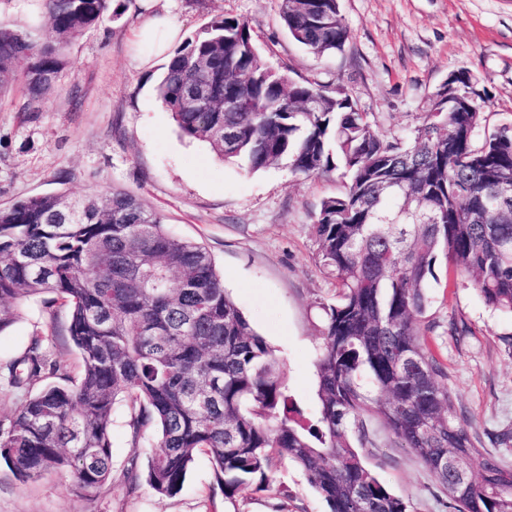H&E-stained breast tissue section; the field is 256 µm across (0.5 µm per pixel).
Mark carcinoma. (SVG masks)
I'll return each instance as SVG.
<instances>
[{
  "mask_svg": "<svg viewBox=\"0 0 512 512\" xmlns=\"http://www.w3.org/2000/svg\"><path fill=\"white\" fill-rule=\"evenodd\" d=\"M111 0H43L47 32L0 18V100L23 89L38 110L67 50L101 23ZM289 36L317 57L344 51L339 0H281ZM446 111L432 103L412 136L388 139L340 88L294 81L262 61L249 24L213 16L177 48L156 87L181 135L250 171L286 160L305 178L341 168L345 190L320 203L319 266L336 281L322 304L319 409L306 412L283 363L224 288L202 245L171 235L164 217L124 192L38 195L0 209V332L18 305L45 296L68 313L82 371L73 380L43 337L5 364L29 396L0 418V458L28 481L72 473L80 488L112 484V411L123 402L134 448L156 429L147 473L132 456L129 491L179 493L205 454L227 500L268 488L281 461L306 475L330 512H412L366 467L355 444L382 421L431 474L453 512H512V465L458 415L445 370L425 344L423 316L438 257L469 276L491 309L512 314V125L476 144L485 99L459 80ZM206 95L200 108L193 95Z\"/></svg>",
  "mask_w": 512,
  "mask_h": 512,
  "instance_id": "cac0c4a2",
  "label": "carcinoma"
}]
</instances>
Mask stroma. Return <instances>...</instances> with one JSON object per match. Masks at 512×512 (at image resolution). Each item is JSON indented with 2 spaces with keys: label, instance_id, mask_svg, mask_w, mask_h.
I'll return each instance as SVG.
<instances>
[{
  "label": "stroma",
  "instance_id": "stroma-1",
  "mask_svg": "<svg viewBox=\"0 0 512 512\" xmlns=\"http://www.w3.org/2000/svg\"><path fill=\"white\" fill-rule=\"evenodd\" d=\"M351 31L342 53L319 58L296 43L280 18L281 0H168L180 37L213 15L248 22L263 61L296 81L344 90L386 137L410 133L450 74L466 71L486 99L487 130L512 124V0H339ZM91 28L69 47L72 65L39 111L25 112L21 91L0 101V208L36 195L74 197L115 188L165 217L169 233L204 245L224 286L282 360L288 384L308 412L318 408L315 360L320 306L336 285L314 258L312 224L321 201L343 192L341 173L304 179L287 163L251 172L218 159L208 144L181 136L155 86L164 58L137 45L140 0ZM426 339L442 363L455 406L485 446L512 461L495 436L512 430V315L491 310L466 275L435 267ZM0 332V363L24 352L32 336L78 377L81 359L63 309L23 302ZM367 466L415 512H446L430 474L379 423L362 450ZM198 455L172 497L121 482L99 492L69 474L22 482L0 459V512H327L292 463L282 462L270 490L246 488L235 503L214 490Z\"/></svg>",
  "mask_w": 512,
  "mask_h": 512
}]
</instances>
